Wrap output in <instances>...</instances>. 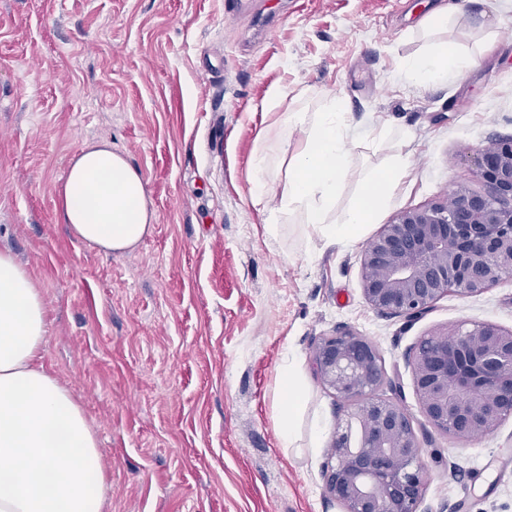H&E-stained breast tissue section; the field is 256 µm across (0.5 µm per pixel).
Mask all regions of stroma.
I'll return each mask as SVG.
<instances>
[{"label": "stroma", "instance_id": "obj_1", "mask_svg": "<svg viewBox=\"0 0 512 512\" xmlns=\"http://www.w3.org/2000/svg\"><path fill=\"white\" fill-rule=\"evenodd\" d=\"M443 30L418 21L439 6ZM440 41L478 67L421 85L404 58ZM284 96L271 106L274 90ZM336 104L353 142L334 214L401 153L408 168L374 223L329 240L302 212L253 199L264 148L282 184L292 112ZM384 143H377V136ZM512 137V0H0V250L46 303L43 362L93 428L104 512H341L325 493L336 399L313 351L348 327L378 348L423 447V512H512V419L472 442L420 411L407 350L461 322L512 330V279L448 293L421 317L366 303L361 255L402 210L485 191L474 161ZM106 140L139 168L157 209L132 251L106 255L56 221L70 157ZM276 218L277 232L265 226ZM306 391L293 447L278 436L277 369Z\"/></svg>", "mask_w": 512, "mask_h": 512}]
</instances>
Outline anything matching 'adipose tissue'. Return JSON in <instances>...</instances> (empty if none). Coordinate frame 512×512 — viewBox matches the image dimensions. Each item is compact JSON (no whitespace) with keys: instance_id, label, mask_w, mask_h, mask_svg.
<instances>
[{"instance_id":"1","label":"adipose tissue","mask_w":512,"mask_h":512,"mask_svg":"<svg viewBox=\"0 0 512 512\" xmlns=\"http://www.w3.org/2000/svg\"><path fill=\"white\" fill-rule=\"evenodd\" d=\"M478 63L465 45L442 41L405 59L403 68L433 83ZM288 125L304 138L288 160L287 181L274 188L266 155L255 150L252 196L278 192L280 211H303L328 239L359 233L403 176L404 158L394 156L370 173L359 199L334 223L329 215L350 159L345 115L333 106L311 117L292 112ZM57 195L58 222L107 255L132 250L157 221L143 175L106 141L86 143L70 159ZM46 335L40 288L12 254L0 252V512H103L105 465L97 437L67 387L42 363ZM277 380L288 395L279 434L289 448L305 392L292 363L281 367Z\"/></svg>"}]
</instances>
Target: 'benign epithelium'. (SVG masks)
<instances>
[{
    "mask_svg": "<svg viewBox=\"0 0 512 512\" xmlns=\"http://www.w3.org/2000/svg\"><path fill=\"white\" fill-rule=\"evenodd\" d=\"M483 193L458 189L448 205L403 210L365 246L366 303L386 317L416 318L443 295H477L512 278V138L475 159ZM314 362L344 407L330 448L326 494L342 512H420L422 446L411 415L379 391L375 344L347 327L322 338ZM428 423L458 441L512 418V330L487 322L420 337L406 353Z\"/></svg>",
    "mask_w": 512,
    "mask_h": 512,
    "instance_id": "obj_1",
    "label": "benign epithelium"
}]
</instances>
